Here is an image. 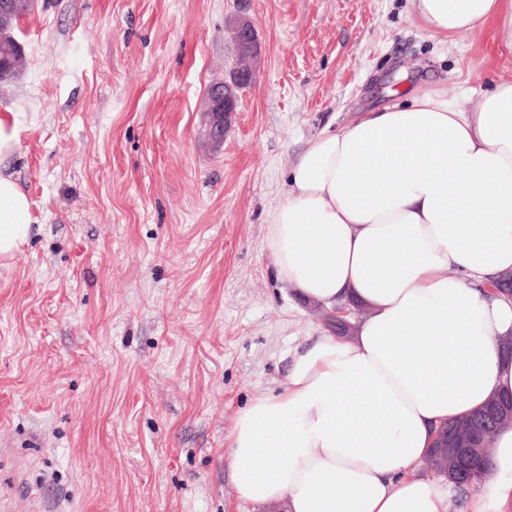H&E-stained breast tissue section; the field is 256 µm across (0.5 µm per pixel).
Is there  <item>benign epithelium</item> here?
Instances as JSON below:
<instances>
[{
  "label": "benign epithelium",
  "mask_w": 512,
  "mask_h": 512,
  "mask_svg": "<svg viewBox=\"0 0 512 512\" xmlns=\"http://www.w3.org/2000/svg\"><path fill=\"white\" fill-rule=\"evenodd\" d=\"M232 30L235 55L229 78L209 87L207 103L202 113L205 135L216 147L224 143V133L227 132L232 116L239 106V92L251 84L253 63L260 54V45L249 20L237 19ZM478 432L479 426L470 421L459 423L451 434L442 429L437 431L438 447L456 449L450 470L453 477L462 478L477 468L479 457L482 456Z\"/></svg>",
  "instance_id": "obj_1"
}]
</instances>
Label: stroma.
<instances>
[{
	"instance_id": "35a3bbf8",
	"label": "stroma",
	"mask_w": 512,
	"mask_h": 512,
	"mask_svg": "<svg viewBox=\"0 0 512 512\" xmlns=\"http://www.w3.org/2000/svg\"><path fill=\"white\" fill-rule=\"evenodd\" d=\"M238 0H36L0 161L36 218L0 260L7 512H269L228 466L238 411L326 324L276 279L267 211L309 142L418 88L475 106L496 28L445 40L408 0H250L262 46L221 148L199 134ZM19 137L16 112L0 113V160L10 156L15 150Z\"/></svg>"
}]
</instances>
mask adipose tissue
I'll return each instance as SVG.
<instances>
[{
  "mask_svg": "<svg viewBox=\"0 0 512 512\" xmlns=\"http://www.w3.org/2000/svg\"><path fill=\"white\" fill-rule=\"evenodd\" d=\"M448 39L498 21L512 49V0H410ZM268 215L278 278L306 304L353 303L351 335L318 336L275 395L242 408L229 467L240 498L284 512H448L454 484L423 471L435 430L512 397V80L476 107L437 90L363 113L314 139ZM34 217L0 172V259ZM512 505V430L467 512Z\"/></svg>",
  "mask_w": 512,
  "mask_h": 512,
  "instance_id": "1",
  "label": "adipose tissue"
}]
</instances>
